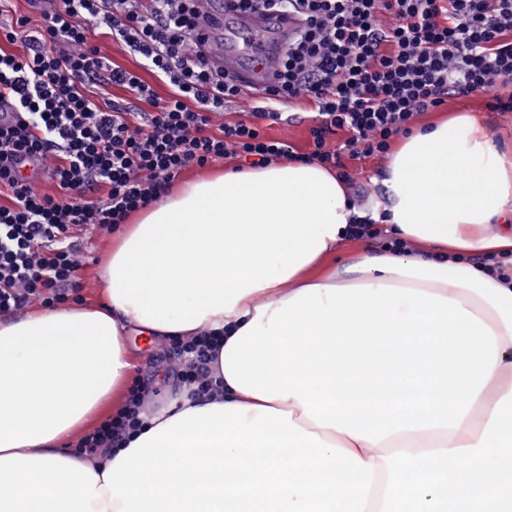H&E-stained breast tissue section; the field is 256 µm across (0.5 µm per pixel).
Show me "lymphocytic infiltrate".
Listing matches in <instances>:
<instances>
[{"instance_id": "1", "label": "lymphocytic infiltrate", "mask_w": 512, "mask_h": 512, "mask_svg": "<svg viewBox=\"0 0 512 512\" xmlns=\"http://www.w3.org/2000/svg\"><path fill=\"white\" fill-rule=\"evenodd\" d=\"M258 14L299 13L304 23L282 50L278 71L251 111L215 124L243 99L234 77L202 53V0H30L39 24L0 30L24 53L0 49V315L54 306L81 267L76 229L115 230L164 196L187 168L226 157L264 167L299 158L349 181L347 160L387 154L414 116L448 98L490 93V109L512 112V0H233ZM105 28L140 60L112 63L91 44ZM166 83L156 95L145 74ZM129 100L98 104L97 87ZM150 104L133 111L132 100ZM308 105L315 118L305 153L266 135L284 109ZM31 161L57 189L40 193L20 175ZM211 345L174 351L183 384L212 387ZM144 391L79 441L105 453L137 424Z\"/></svg>"}]
</instances>
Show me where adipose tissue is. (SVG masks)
<instances>
[{"instance_id":"obj_1","label":"adipose tissue","mask_w":512,"mask_h":512,"mask_svg":"<svg viewBox=\"0 0 512 512\" xmlns=\"http://www.w3.org/2000/svg\"><path fill=\"white\" fill-rule=\"evenodd\" d=\"M379 182L384 221L324 276L360 211L288 159L141 211L96 302L0 317V512H512V283L474 261L512 257V151L459 112ZM143 331L220 336L215 390L67 451Z\"/></svg>"}]
</instances>
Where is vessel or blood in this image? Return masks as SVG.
Here are the masks:
<instances>
[{"label":"vessel or blood","mask_w":512,"mask_h":512,"mask_svg":"<svg viewBox=\"0 0 512 512\" xmlns=\"http://www.w3.org/2000/svg\"><path fill=\"white\" fill-rule=\"evenodd\" d=\"M210 36L203 52L238 84L251 93H261L272 81L280 52L301 26L298 15L245 13L232 8L210 12Z\"/></svg>","instance_id":"vessel-or-blood-1"}]
</instances>
